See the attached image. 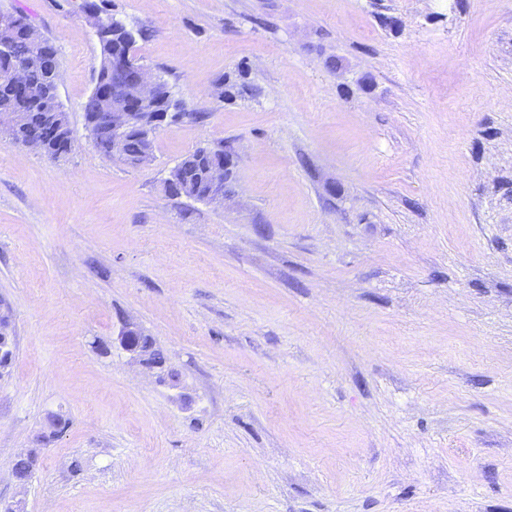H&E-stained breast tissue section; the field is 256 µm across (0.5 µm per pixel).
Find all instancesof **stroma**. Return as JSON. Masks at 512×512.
I'll use <instances>...</instances> for the list:
<instances>
[{
    "label": "stroma",
    "mask_w": 512,
    "mask_h": 512,
    "mask_svg": "<svg viewBox=\"0 0 512 512\" xmlns=\"http://www.w3.org/2000/svg\"><path fill=\"white\" fill-rule=\"evenodd\" d=\"M97 2L187 116L104 156L83 0H0L56 47L75 139H0V501L512 512V0ZM225 146L224 204L165 194Z\"/></svg>",
    "instance_id": "1"
}]
</instances>
